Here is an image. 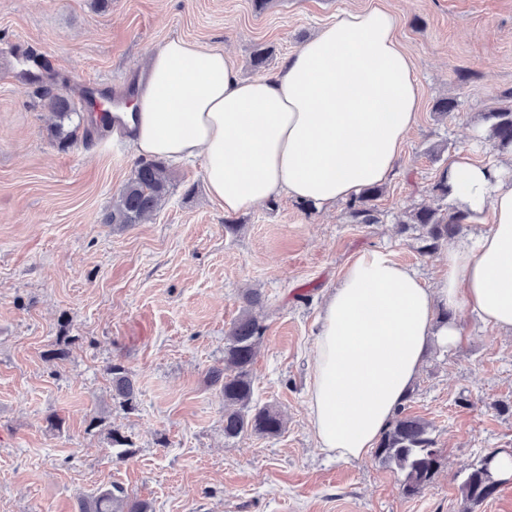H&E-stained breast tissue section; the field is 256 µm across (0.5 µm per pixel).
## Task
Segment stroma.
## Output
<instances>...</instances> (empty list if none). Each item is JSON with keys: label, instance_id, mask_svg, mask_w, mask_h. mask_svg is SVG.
Returning a JSON list of instances; mask_svg holds the SVG:
<instances>
[{"label": "stroma", "instance_id": "stroma-1", "mask_svg": "<svg viewBox=\"0 0 512 512\" xmlns=\"http://www.w3.org/2000/svg\"><path fill=\"white\" fill-rule=\"evenodd\" d=\"M399 13L397 36L419 82V119L394 175L359 224L346 202L302 209L282 196L227 217L207 195L200 163L174 168L161 210L139 224H107L112 197L136 161L123 141L77 136L60 150L55 123L20 76L34 52L83 92L114 90L146 52L179 36L219 45L242 77L268 48V70L348 9ZM443 98L454 117L433 110ZM512 104V0H0V512H79L80 498L113 485L152 512H457L468 470L493 448L512 453V334L451 320L465 335L431 345L404 401L433 427L442 463L418 497L374 455L345 461L318 447L309 412L312 349L325 293L360 253L381 249L425 283L447 248L421 254L406 211L434 203L449 159L496 161L477 130ZM239 224L225 230L226 219ZM265 325L253 365L254 399L285 419L274 437H224V395L209 385L224 336L247 291ZM67 355H53L61 337ZM121 362L137 408L112 398L107 366ZM103 423L89 429L93 417ZM133 443L123 459L107 439Z\"/></svg>", "mask_w": 512, "mask_h": 512}]
</instances>
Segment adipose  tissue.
Returning <instances> with one entry per match:
<instances>
[{
    "label": "adipose tissue",
    "instance_id": "obj_1",
    "mask_svg": "<svg viewBox=\"0 0 512 512\" xmlns=\"http://www.w3.org/2000/svg\"><path fill=\"white\" fill-rule=\"evenodd\" d=\"M382 7L339 13L273 72L242 79L222 47L170 38L146 54L127 107L143 158L202 162L212 200L234 214L280 195L316 206L354 198L393 174L419 117L413 63ZM451 195L487 230L458 244L434 284L382 251L345 269L325 298L309 392L320 448L345 460L374 448L416 378L431 339L453 346L439 307H466L512 332V151L496 165L455 155Z\"/></svg>",
    "mask_w": 512,
    "mask_h": 512
}]
</instances>
